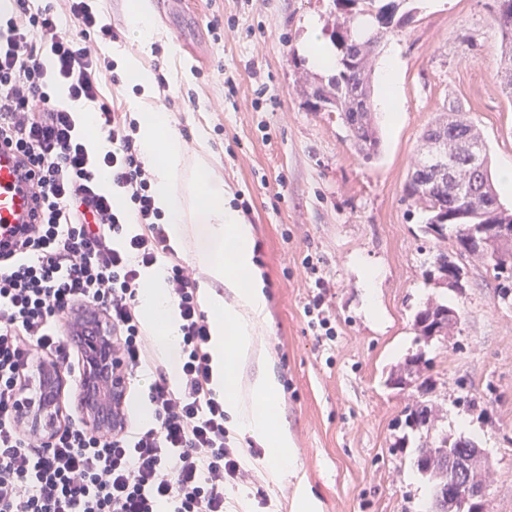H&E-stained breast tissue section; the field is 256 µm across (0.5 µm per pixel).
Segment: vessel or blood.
I'll return each mask as SVG.
<instances>
[{
    "instance_id": "1",
    "label": "vessel or blood",
    "mask_w": 512,
    "mask_h": 512,
    "mask_svg": "<svg viewBox=\"0 0 512 512\" xmlns=\"http://www.w3.org/2000/svg\"><path fill=\"white\" fill-rule=\"evenodd\" d=\"M18 156L0 144V225L27 224L33 201Z\"/></svg>"
}]
</instances>
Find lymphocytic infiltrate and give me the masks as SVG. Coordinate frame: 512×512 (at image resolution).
I'll return each mask as SVG.
<instances>
[{"mask_svg":"<svg viewBox=\"0 0 512 512\" xmlns=\"http://www.w3.org/2000/svg\"><path fill=\"white\" fill-rule=\"evenodd\" d=\"M73 36L52 7L14 0L0 30V141L27 166L32 221L0 234V512H231L225 484L252 478L231 445L224 402L212 388L208 317L181 264L167 269L179 310L181 383L149 388L152 424L91 433L74 422L38 445L14 413L34 350L63 355L59 322L91 308L112 321L127 380L152 364L138 307L147 269L174 255L155 205L133 123L99 104L110 151L90 152L80 119L53 97L97 102L103 68L92 37L118 40L90 0H69ZM47 52L44 67L39 52ZM110 173L112 192L99 185Z\"/></svg>","mask_w":512,"mask_h":512,"instance_id":"1","label":"lymphocytic infiltrate"}]
</instances>
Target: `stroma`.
<instances>
[{"label":"stroma","instance_id":"1","mask_svg":"<svg viewBox=\"0 0 512 512\" xmlns=\"http://www.w3.org/2000/svg\"><path fill=\"white\" fill-rule=\"evenodd\" d=\"M131 2L93 0L123 32L95 46L114 66L99 98L134 120L168 113L187 159L207 151L231 206L249 208L242 221L265 282L257 338L278 372L296 473L274 482L266 459H254L252 484L225 489L238 512H292L300 477L320 512H428L416 443L403 439L404 410L419 392L387 378L420 348L414 315L431 300L457 305L462 318L459 333L425 349L421 375L442 427L485 450L490 512H512V292L501 295L478 265H466L460 294L428 280L436 255H454L455 243L424 235V213L404 199L421 134L452 100L481 129L494 172L512 166L493 0H419L414 19L384 42L382 57L396 62L397 117L379 116L383 147L371 160L355 153L336 113L310 111L294 90L298 70L312 67L306 24L326 29L331 0H152L157 35L147 47L130 31ZM130 55L164 86L146 93L133 84L122 66ZM309 260L331 284L332 347L304 313ZM365 266L377 273L375 321L365 314Z\"/></svg>","mask_w":512,"mask_h":512}]
</instances>
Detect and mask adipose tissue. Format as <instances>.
<instances>
[{"mask_svg": "<svg viewBox=\"0 0 512 512\" xmlns=\"http://www.w3.org/2000/svg\"><path fill=\"white\" fill-rule=\"evenodd\" d=\"M139 136L141 147L153 164L155 204L167 221L170 239L181 243L187 232V197L176 188L185 162L182 142L160 112L142 114ZM192 185L200 190L196 205L211 242L210 247L195 252L194 262L207 278L201 291L213 314L210 347L214 389L223 397L224 409L237 427L262 443L268 475L276 481L292 464L294 450L272 401L279 390L277 374L255 336L257 326L266 319V298L254 262L252 229L226 203L224 184L214 177L206 159H198ZM214 282L223 285V292L211 291ZM141 308L149 322L162 326L158 338L161 350L176 354L179 316L169 299L163 273L148 278ZM250 364L254 365V372L248 379H241L240 368Z\"/></svg>", "mask_w": 512, "mask_h": 512, "instance_id": "obj_1", "label": "adipose tissue"}]
</instances>
